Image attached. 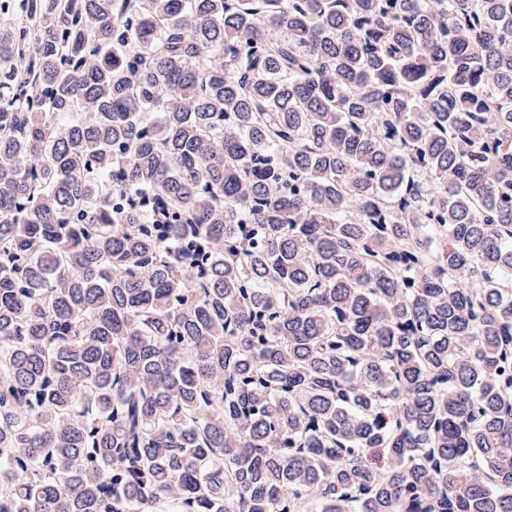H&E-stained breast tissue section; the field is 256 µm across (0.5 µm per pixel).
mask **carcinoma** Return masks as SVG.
Here are the masks:
<instances>
[{"label":"carcinoma","instance_id":"obj_1","mask_svg":"<svg viewBox=\"0 0 512 512\" xmlns=\"http://www.w3.org/2000/svg\"><path fill=\"white\" fill-rule=\"evenodd\" d=\"M0 18V512H512V0Z\"/></svg>","mask_w":512,"mask_h":512}]
</instances>
